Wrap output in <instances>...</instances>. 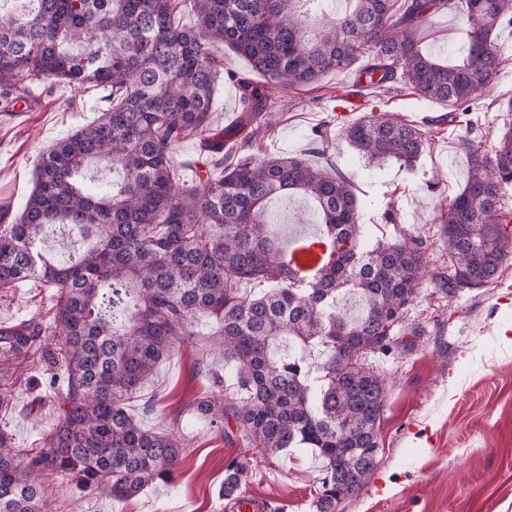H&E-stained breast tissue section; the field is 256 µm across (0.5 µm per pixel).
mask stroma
Masks as SVG:
<instances>
[{"instance_id":"35a3bbf8","label":"stroma","mask_w":512,"mask_h":512,"mask_svg":"<svg viewBox=\"0 0 512 512\" xmlns=\"http://www.w3.org/2000/svg\"><path fill=\"white\" fill-rule=\"evenodd\" d=\"M417 36L423 51L452 61L466 42V25L460 13L446 11L420 26ZM494 43L504 65L477 111L481 132L473 146L487 158L512 124V113L496 104L512 97V26L497 28ZM351 80L349 74L330 73L308 87L273 89V120L252 144L253 152L300 156L348 176L371 239H391L404 229L426 242L420 293L404 319V336L414 339L413 348L366 358L387 390L378 468L362 495L343 499L336 512H512V259L492 284L453 297L441 292L448 255L439 218L467 180L473 148L462 145L447 103L419 99L398 83L381 95L377 109L420 124L427 147L410 172L395 161L365 166L342 135L334 110L336 96ZM10 100L27 108L19 123L5 117L0 105V210L15 214L25 206L42 155L92 122L109 102L103 90L78 89L63 80L22 81ZM425 116L432 122L424 126ZM318 127L328 134L323 152L315 151L310 138ZM269 210L280 245L297 229L317 227L308 199L295 198L286 207L274 202ZM53 294L33 281L0 288V326L32 319L43 325L34 358L0 359V391L9 396L0 407V429L26 450L42 448L57 421L58 404L48 388L59 368L60 338L49 327ZM211 329V319L200 318L192 340L159 364L142 398L130 404L143 427L189 436L191 446L174 478L115 500L51 474L44 487L52 512H231L223 493L224 464L240 448L188 407L207 385L193 366ZM321 478L314 451L290 448L274 459L256 457L241 492L269 503L270 512H316Z\"/></svg>"}]
</instances>
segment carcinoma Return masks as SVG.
Masks as SVG:
<instances>
[{"label":"carcinoma","instance_id":"1","mask_svg":"<svg viewBox=\"0 0 512 512\" xmlns=\"http://www.w3.org/2000/svg\"><path fill=\"white\" fill-rule=\"evenodd\" d=\"M323 2L0 0V96L23 79H62L100 86L111 102L41 158L25 207L0 230V288L32 280L55 289L51 323L62 339L59 381L50 385L59 417L44 448H16L0 429V512H50L46 472L120 500L171 478L188 444L142 428L128 403L204 316L213 330L199 371L209 385L189 407L239 444L224 465V496L238 494L255 454L275 458L288 448L321 459L316 512H335L339 496L367 487L379 464L386 390L361 358L414 346L390 326L419 296L423 241L367 237L343 173L298 156L245 152L268 117V94L249 80L239 81L241 132H211L224 141L211 149L205 175L177 185L172 150L210 132L222 80L217 45L280 88L353 67L373 96L402 81L460 111V140L469 147V115L503 63L491 36L512 25V0H352L353 8L307 24ZM459 7L465 58L449 66L422 51L415 31ZM343 134L369 166L395 160L411 169L426 146L421 130L392 112L349 123ZM102 163L120 176L85 183ZM511 189L512 128L494 160L472 158L465 186L441 216L450 259L444 294L499 276L512 255L501 212ZM297 195L314 202L321 224L311 241L319 264L308 278L290 268L267 213L271 201L286 206ZM54 224L76 226L85 242L69 263L43 250ZM252 283L270 287L255 295L247 292ZM345 290L363 303L356 318L337 306ZM41 331L33 321L0 330V354L28 358ZM286 336L298 347L275 352ZM215 352L235 361L230 377L211 367Z\"/></svg>","mask_w":512,"mask_h":512}]
</instances>
